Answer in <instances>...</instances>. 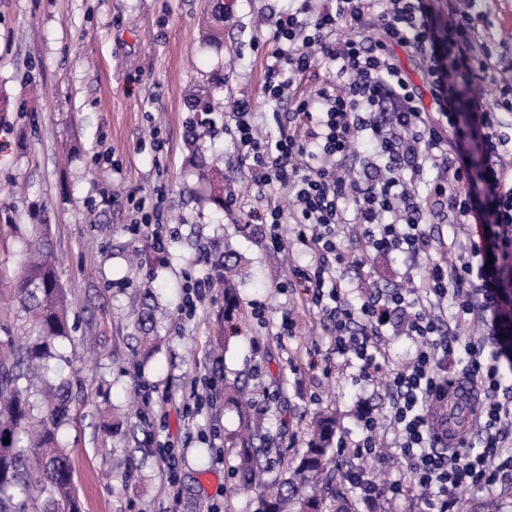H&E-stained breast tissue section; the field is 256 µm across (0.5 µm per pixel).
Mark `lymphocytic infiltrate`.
Here are the masks:
<instances>
[{
    "instance_id": "obj_1",
    "label": "lymphocytic infiltrate",
    "mask_w": 512,
    "mask_h": 512,
    "mask_svg": "<svg viewBox=\"0 0 512 512\" xmlns=\"http://www.w3.org/2000/svg\"><path fill=\"white\" fill-rule=\"evenodd\" d=\"M301 0L298 11L271 23L277 49L267 63L262 97L287 107L276 137H262L249 102L231 107L234 136L264 208L253 211L272 247L284 251V217L297 226L296 243L313 253L315 265L293 271L308 310L330 319L338 355L356 359L359 381L373 383L388 360L378 342L383 326L398 322L416 344L405 367L389 373L383 415L365 411L354 457L383 459L379 425L397 440V453L413 477L425 512H457V490L512 485V136L503 113L512 94H486L492 63L471 13L455 10L438 23L428 0H335L318 9ZM402 48L423 64L424 88L400 68ZM336 67L334 78L298 93L297 79L320 61ZM431 105H424V96ZM375 143L365 170L340 176L339 165L363 133ZM437 171L430 194L437 214L468 227L464 250L446 247L412 287H397L350 306L349 270L357 252L399 250L418 261L431 244L412 177ZM285 191L287 205L275 195ZM355 228L354 248L337 241L336 228ZM428 295L453 298L456 323H474L482 336L459 341L434 310ZM458 358L477 385L481 413L477 436L461 448L443 445L428 411L444 398Z\"/></svg>"
}]
</instances>
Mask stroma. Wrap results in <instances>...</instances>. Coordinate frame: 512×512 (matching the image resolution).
<instances>
[{
  "label": "stroma",
  "mask_w": 512,
  "mask_h": 512,
  "mask_svg": "<svg viewBox=\"0 0 512 512\" xmlns=\"http://www.w3.org/2000/svg\"><path fill=\"white\" fill-rule=\"evenodd\" d=\"M224 46L203 41L214 0H0V341L24 335L14 284L36 225L49 227L70 302L60 370L70 382L74 419L61 431L72 448L81 512H261L242 490L231 436L238 427L224 383L246 381L251 413L265 419L278 450L271 478L287 477L310 439L309 425L331 411L338 435L357 431L361 409L385 406L383 381L360 384L357 364L330 359V325L310 317L292 269L308 254L270 249L248 221L257 200L232 134L213 130L205 154L224 157V191L235 206L217 214L206 175L188 145L194 94L211 90L213 112L234 100L253 105L265 135L276 127L261 84L274 49L266 18L288 0H223ZM502 78L512 81V0H469ZM162 195L165 263L151 258L149 228L133 230L129 196ZM242 257L237 279L245 308L224 333V290L214 261L224 248ZM368 285L405 282L394 252L364 256ZM211 286L192 317L181 315L188 279ZM160 311L158 347L135 357L138 332L127 316L145 292ZM292 312L296 335L280 333ZM176 398L161 401L164 390ZM151 407L127 410L130 395ZM175 446L178 497L163 483L157 444Z\"/></svg>",
  "instance_id": "stroma-1"
}]
</instances>
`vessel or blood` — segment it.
I'll list each match as a JSON object with an SVG mask.
<instances>
[{"mask_svg": "<svg viewBox=\"0 0 512 512\" xmlns=\"http://www.w3.org/2000/svg\"><path fill=\"white\" fill-rule=\"evenodd\" d=\"M478 396L473 384L458 378L448 390L447 402L432 409L433 424L441 437L455 445L473 427L477 418Z\"/></svg>", "mask_w": 512, "mask_h": 512, "instance_id": "b4317fda", "label": "vessel or blood"}]
</instances>
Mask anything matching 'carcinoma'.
Listing matches in <instances>:
<instances>
[{
    "instance_id": "1",
    "label": "carcinoma",
    "mask_w": 512,
    "mask_h": 512,
    "mask_svg": "<svg viewBox=\"0 0 512 512\" xmlns=\"http://www.w3.org/2000/svg\"><path fill=\"white\" fill-rule=\"evenodd\" d=\"M224 35V7H216L208 25L209 41L219 46ZM209 200L224 211V171L208 166ZM15 299L30 322L26 341L0 346V512H80L73 483L70 453L61 446L60 429L72 419L70 384L59 375L56 344L68 338L69 304L60 284L48 235L34 234L27 243ZM236 284L224 278V321L241 310ZM138 337L137 354L146 357L153 348L155 323L150 304L133 310ZM224 400L232 402L240 417L234 442L240 448L238 472L243 489L259 494L264 512H323L327 482L324 474L334 467L339 481L344 472L332 448L336 418L318 416L301 462L293 477L277 483L267 493L263 475L270 462L263 446L268 428L249 413L247 386L224 383ZM9 439L4 443L3 439Z\"/></svg>"
}]
</instances>
